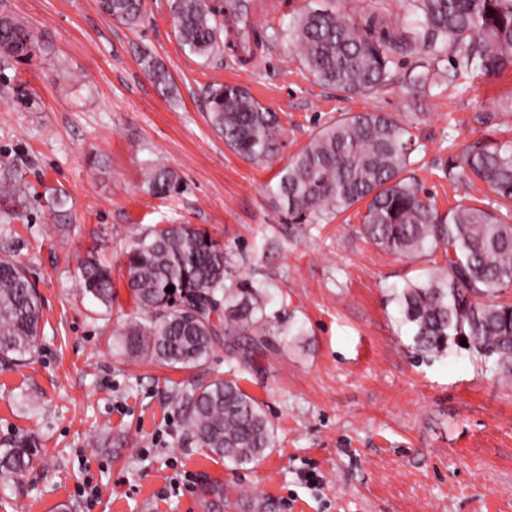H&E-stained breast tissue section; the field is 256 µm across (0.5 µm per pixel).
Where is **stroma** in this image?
<instances>
[{
	"label": "stroma",
	"mask_w": 512,
	"mask_h": 512,
	"mask_svg": "<svg viewBox=\"0 0 512 512\" xmlns=\"http://www.w3.org/2000/svg\"><path fill=\"white\" fill-rule=\"evenodd\" d=\"M258 17L264 54L239 66L231 50L201 58L178 42L168 0H144L130 28L97 0H0L34 48L0 61V166L28 187L0 206V257L18 261L42 299L38 348L0 369V447L35 436L39 454L0 484V512H512V378L493 361L450 347L419 358L393 290L425 263L388 253L357 232L356 209L287 224L266 186L324 123L387 112L410 123L414 170L438 204L491 202L484 186L453 184L439 163L493 134L512 104V69L425 93L391 86L350 96L315 83L279 31L306 0ZM175 86L162 94L143 58ZM229 83L277 113L278 156L251 163L209 124L205 91ZM164 166L177 192L143 178ZM71 198L66 216L50 189ZM189 224L223 245L237 276L260 286L273 346L248 365L221 341L209 361L172 369L128 355L117 332L136 308L122 276L104 308L85 295L89 249L113 268L135 228ZM238 378L274 426L258 463L225 467L190 444L173 393Z\"/></svg>",
	"instance_id": "stroma-1"
}]
</instances>
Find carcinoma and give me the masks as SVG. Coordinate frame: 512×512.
I'll return each mask as SVG.
<instances>
[{"label":"carcinoma","instance_id":"1","mask_svg":"<svg viewBox=\"0 0 512 512\" xmlns=\"http://www.w3.org/2000/svg\"><path fill=\"white\" fill-rule=\"evenodd\" d=\"M101 11L128 26L139 24L142 0H99ZM412 18L394 21L375 12L360 23L330 0L307 7L283 37L316 82L351 95L372 94L396 81L394 55H418L402 76L407 92L425 90L441 74L450 82L492 76L512 67V0H409ZM177 37L191 54L208 58L220 50L224 17L238 49L249 53L265 37L249 25L251 0H169ZM0 56L18 59L31 34L0 17ZM451 69H438L443 59ZM151 76L166 94L171 80L148 60ZM209 120L224 144L250 162L279 151L277 113L234 84L212 83L206 91ZM410 125L385 112L346 113L315 133L267 185L274 207L290 224H315L357 204L358 233L400 257L423 259L425 279L395 289L402 324L420 355L442 354L467 341V349L494 359L512 373V139L485 136L464 148L444 176L478 181L494 195L483 207L459 202L440 212L423 190L411 155ZM146 183L160 196L177 189L174 173L153 167ZM24 185L0 177V202L21 203ZM122 274L141 317L126 323L127 348L161 365L191 369L207 362L220 338L235 343L244 363L273 346L259 290L234 276L224 248L189 224L142 228L125 252ZM85 294L109 308L112 269L88 257L80 266ZM174 286V291L166 287ZM41 302L15 261L0 259V366H18L35 353ZM187 436L209 454L240 468L257 463L273 444L274 427L261 405L234 378L216 379L172 395ZM37 455L36 440L15 438L0 450V483L17 478Z\"/></svg>","mask_w":512,"mask_h":512}]
</instances>
